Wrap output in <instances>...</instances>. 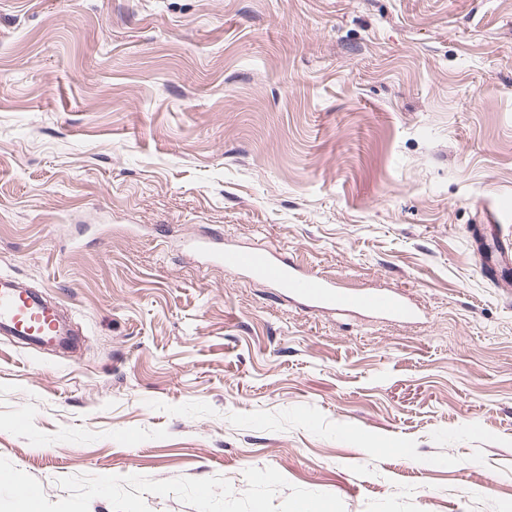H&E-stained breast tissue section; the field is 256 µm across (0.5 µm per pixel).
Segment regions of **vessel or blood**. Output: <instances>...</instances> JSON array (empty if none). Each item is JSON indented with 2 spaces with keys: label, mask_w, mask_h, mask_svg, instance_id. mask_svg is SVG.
<instances>
[{
  "label": "vessel or blood",
  "mask_w": 512,
  "mask_h": 512,
  "mask_svg": "<svg viewBox=\"0 0 512 512\" xmlns=\"http://www.w3.org/2000/svg\"><path fill=\"white\" fill-rule=\"evenodd\" d=\"M489 249L483 273L494 280L501 271L512 269V232L498 234ZM200 250L210 253L213 261L225 271L249 274L313 312L367 313L405 325L418 324L422 318L420 308L402 292L343 290L321 275L298 272L268 248L227 246L214 251L204 244ZM0 334L30 337L42 345L64 347L70 343V333L57 312L37 291L6 276H0Z\"/></svg>",
  "instance_id": "vessel-or-blood-1"
}]
</instances>
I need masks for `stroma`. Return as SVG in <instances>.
Here are the masks:
<instances>
[{"mask_svg": "<svg viewBox=\"0 0 512 512\" xmlns=\"http://www.w3.org/2000/svg\"><path fill=\"white\" fill-rule=\"evenodd\" d=\"M512 0H0V275L81 334L0 336L37 479L271 467L345 512H512ZM279 251L423 323L313 313L188 250ZM489 256L482 268L484 275L494 280L499 277L500 271L512 269V232L505 234L501 231L492 243H489Z\"/></svg>", "mask_w": 512, "mask_h": 512, "instance_id": "stroma-1", "label": "stroma"}]
</instances>
